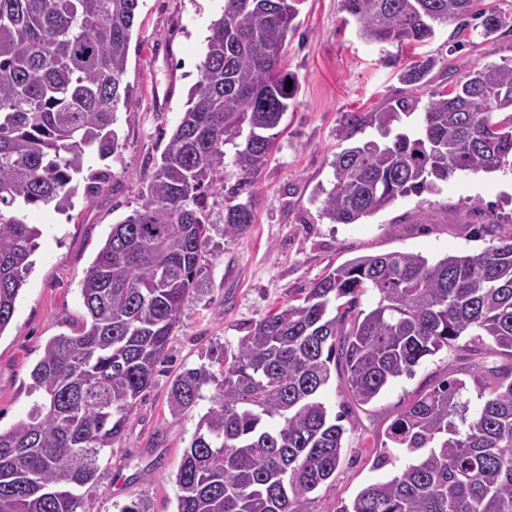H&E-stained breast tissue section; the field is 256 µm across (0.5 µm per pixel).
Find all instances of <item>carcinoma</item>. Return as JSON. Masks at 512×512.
<instances>
[{"label": "carcinoma", "mask_w": 512, "mask_h": 512, "mask_svg": "<svg viewBox=\"0 0 512 512\" xmlns=\"http://www.w3.org/2000/svg\"><path fill=\"white\" fill-rule=\"evenodd\" d=\"M300 0H224L207 37L200 78L173 129L141 206L112 225L81 286L89 320L51 338L30 370L26 418L0 430V512H82L83 489L125 431L164 362L196 287L207 198L224 161L255 173L297 80L282 68ZM477 0H344L361 35L415 43L435 26L470 24ZM139 0H0V334L32 269L36 230L22 212L71 208L84 159L120 148L114 125ZM484 35L512 32V16L481 13ZM427 59L405 68L422 84ZM292 86H287V83ZM416 100L372 113L382 135ZM244 138V144L236 139ZM512 163V62L462 68L434 92L417 123L379 144L336 154L325 216L355 224L456 173ZM252 200L227 206L224 234H244ZM376 306L361 308L367 292ZM252 322L215 376L188 368L171 382L172 415L188 414L213 383L176 474V512H311L334 477L347 428L323 399L332 372L360 405L421 359L468 346L508 359L473 375L485 400L469 413L466 382L442 380L396 415L386 437L412 462L370 484L349 512H512V237L473 255L430 261L391 252L356 257Z\"/></svg>", "instance_id": "1"}]
</instances>
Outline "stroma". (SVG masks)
Returning a JSON list of instances; mask_svg holds the SVG:
<instances>
[{
    "label": "stroma",
    "instance_id": "obj_1",
    "mask_svg": "<svg viewBox=\"0 0 512 512\" xmlns=\"http://www.w3.org/2000/svg\"><path fill=\"white\" fill-rule=\"evenodd\" d=\"M223 9L224 0H140L124 77L129 99L118 114L121 149L105 160L86 157L85 172L102 179L91 193L79 180L69 210H26L39 237L13 318L0 334V429L26 417L29 370L47 341L77 333L86 320L82 282L113 224L140 206V191L187 108L210 26ZM299 9L298 30L284 49V66L299 83L294 103L249 185H241L231 166H220L208 198L210 231L200 248L198 287L122 438L103 452L101 478L84 496L85 512H118L133 500L147 503L149 512H176L175 475L215 387L203 386L192 412L175 417L167 403L172 378L201 365L221 369L249 324L299 289L362 255L403 252L437 260L480 253L494 234L512 236V165L454 174L437 189L398 198L356 224H334L322 213L332 162L345 146L339 131L349 117L364 119L354 141L381 140L369 112L405 97L427 106L432 92L449 91L458 81L460 66L512 61V33L489 40L475 23L460 35L439 25L420 44H377L360 37L342 0H302ZM426 59L435 62L426 85L404 83V68ZM246 200L254 204L253 224L243 235L225 236L226 206ZM482 224L488 234L479 233ZM456 377L467 381L463 398L477 410L482 400L473 370L457 347L425 357L411 377L392 381L374 402L353 406L354 427L345 435L336 478L317 492L312 512H344L362 488L402 468L399 460L376 465L386 428L416 393Z\"/></svg>",
    "mask_w": 512,
    "mask_h": 512
}]
</instances>
